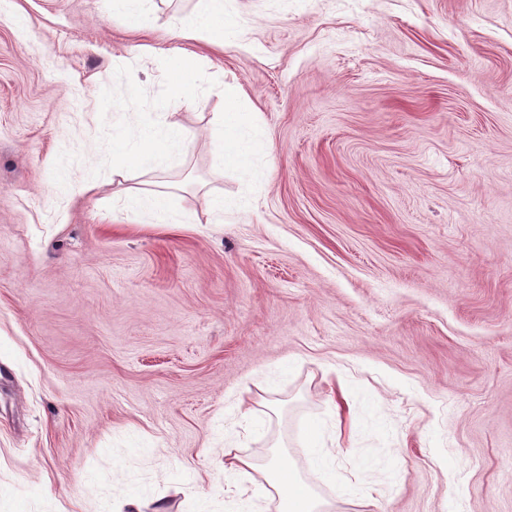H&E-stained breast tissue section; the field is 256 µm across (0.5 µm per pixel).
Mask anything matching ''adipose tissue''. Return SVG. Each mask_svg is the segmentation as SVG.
<instances>
[{
  "label": "adipose tissue",
  "instance_id": "obj_1",
  "mask_svg": "<svg viewBox=\"0 0 512 512\" xmlns=\"http://www.w3.org/2000/svg\"><path fill=\"white\" fill-rule=\"evenodd\" d=\"M174 37L192 39L209 35L212 43L224 41V0H208L203 11L171 24ZM259 115L247 111L235 86L224 88V109L214 113L212 132L221 143L225 165L242 168L253 158L266 154V144L253 131ZM190 144L189 132L175 122L160 120L136 129L123 130L113 144L112 175L125 178L128 159L140 165L162 168L171 153L186 152ZM224 470L228 473L250 474L259 471L262 479L255 484L256 499L277 497V512H332L331 502L321 498L292 471L286 460H278L264 468H257L247 457L225 455Z\"/></svg>",
  "mask_w": 512,
  "mask_h": 512
}]
</instances>
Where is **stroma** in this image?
<instances>
[{
  "instance_id": "stroma-1",
  "label": "stroma",
  "mask_w": 512,
  "mask_h": 512,
  "mask_svg": "<svg viewBox=\"0 0 512 512\" xmlns=\"http://www.w3.org/2000/svg\"><path fill=\"white\" fill-rule=\"evenodd\" d=\"M0 0V512H512V0ZM239 85L270 154L208 130ZM165 102L188 224L114 202ZM230 204L210 221L212 199ZM328 455L312 470L310 439ZM209 4L203 11L182 18L170 25L174 37L193 39L202 34L210 36L209 42H224V0H208ZM162 119L136 129H123L113 144L112 181L126 179V164L135 158L142 166L164 168L171 153H185L190 144L189 132L175 122ZM259 470L264 482L278 499V512H332V503L321 498L314 490L288 467L286 459H279L262 469L248 457L231 455L224 451L225 473L251 476V471ZM260 481H255L256 500L272 498L273 493Z\"/></svg>"
}]
</instances>
